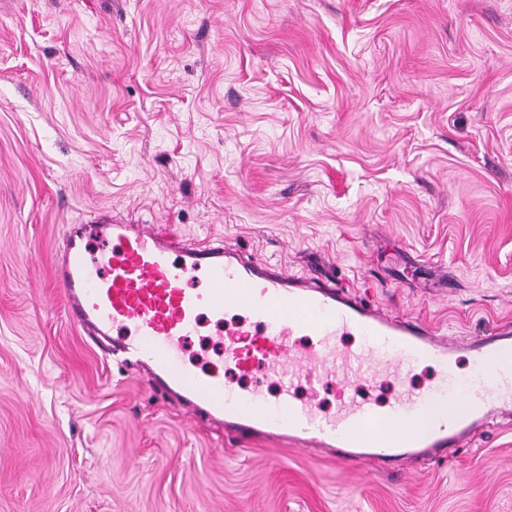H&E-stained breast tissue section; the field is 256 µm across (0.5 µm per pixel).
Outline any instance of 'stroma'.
<instances>
[{"label":"stroma","mask_w":512,"mask_h":512,"mask_svg":"<svg viewBox=\"0 0 512 512\" xmlns=\"http://www.w3.org/2000/svg\"><path fill=\"white\" fill-rule=\"evenodd\" d=\"M107 218L512 323V0H0V512H512L505 421L380 472L188 417L67 320Z\"/></svg>","instance_id":"stroma-1"}]
</instances>
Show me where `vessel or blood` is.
Masks as SVG:
<instances>
[{"label": "vessel or blood", "instance_id": "vessel-or-blood-1", "mask_svg": "<svg viewBox=\"0 0 512 512\" xmlns=\"http://www.w3.org/2000/svg\"><path fill=\"white\" fill-rule=\"evenodd\" d=\"M102 246L90 252L84 238ZM56 282L71 325L107 343L112 355L148 370L161 393L193 415L224 420L225 431L243 441L267 436L314 450L335 449L342 463L387 469L406 455L442 457L462 447L491 417L512 414V326L458 341L426 321L393 316L335 283L246 260L220 246L181 244L177 237L141 224H75L56 264ZM241 317L225 332L219 367L197 370L181 356L202 316ZM119 339H112V332ZM310 337L301 345L299 337ZM356 336L347 348L343 337ZM466 352L476 382L459 383L458 352ZM437 371L427 389L407 388L380 403L361 389L383 376L411 378L421 363ZM264 369L276 386L224 379L228 370L249 375ZM339 387L335 409L324 412L317 388ZM307 386L299 398L296 390ZM463 401L459 413L441 410ZM407 420L422 421L401 432Z\"/></svg>", "mask_w": 512, "mask_h": 512}]
</instances>
